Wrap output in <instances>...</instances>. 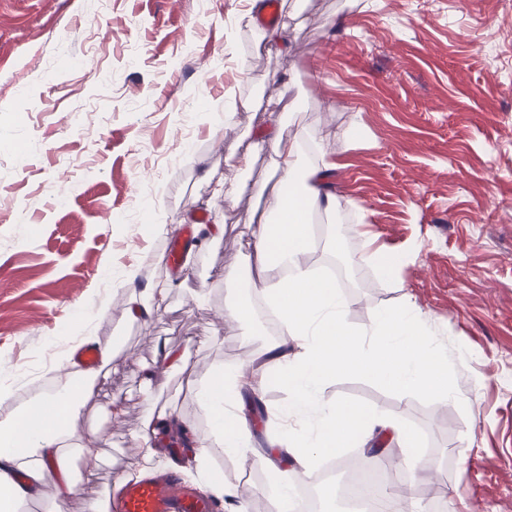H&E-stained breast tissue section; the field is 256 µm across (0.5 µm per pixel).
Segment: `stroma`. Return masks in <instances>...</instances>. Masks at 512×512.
I'll return each mask as SVG.
<instances>
[{"instance_id": "stroma-1", "label": "stroma", "mask_w": 512, "mask_h": 512, "mask_svg": "<svg viewBox=\"0 0 512 512\" xmlns=\"http://www.w3.org/2000/svg\"><path fill=\"white\" fill-rule=\"evenodd\" d=\"M284 2L283 38L267 42L243 20L248 0H0V366L30 363L54 336L116 350L74 423L101 460L89 480L75 468L66 512L136 480L145 449L130 436L150 404L207 434L197 384L237 366L244 343L269 346L264 330L245 337L216 318L226 296H252L248 222L280 177L274 111L335 161L323 181L336 209L316 212L308 261L369 274L371 289L344 290L349 328L410 298L448 354L454 395H399L339 372L321 400L400 415L443 477L447 512H512V0ZM255 55L261 66L240 71ZM230 88L244 108L217 110ZM239 181L246 191L225 204L219 185ZM199 212L223 235L167 264L157 214L176 230ZM168 273L174 287L151 298ZM133 295L147 314L129 315ZM170 350L183 371L161 370ZM266 378L245 395L260 406L251 473L208 450L226 484L252 485L223 512H278L269 413L289 394Z\"/></svg>"}]
</instances>
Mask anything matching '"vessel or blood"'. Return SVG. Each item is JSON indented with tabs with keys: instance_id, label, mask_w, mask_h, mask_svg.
Masks as SVG:
<instances>
[{
	"instance_id": "b4317fda",
	"label": "vessel or blood",
	"mask_w": 512,
	"mask_h": 512,
	"mask_svg": "<svg viewBox=\"0 0 512 512\" xmlns=\"http://www.w3.org/2000/svg\"><path fill=\"white\" fill-rule=\"evenodd\" d=\"M216 500L199 497L177 473L123 486L112 499V512H222Z\"/></svg>"
}]
</instances>
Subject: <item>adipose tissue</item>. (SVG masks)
I'll return each mask as SVG.
<instances>
[{"label": "adipose tissue", "mask_w": 512, "mask_h": 512, "mask_svg": "<svg viewBox=\"0 0 512 512\" xmlns=\"http://www.w3.org/2000/svg\"><path fill=\"white\" fill-rule=\"evenodd\" d=\"M272 124L269 147L281 173V188L249 224L253 254L248 284L262 288L281 318L269 362L287 385L290 400L287 410L278 413L283 426L270 454L287 455L291 464L290 470L279 473L280 500L286 504L295 479L336 449L377 432L390 436L399 447L411 445L406 424L396 415L348 403H321L318 392L325 379L352 370L401 395L419 392L446 399L450 393L448 357L411 301L376 313L370 343L351 336L340 289L304 260L313 241L308 216L336 208L335 200L320 189L321 172L332 162L324 155L307 158L302 136L288 132L280 117H273ZM246 369L243 363L218 368L213 379L197 388L211 421L210 434L199 441V475L217 498L231 490L223 480L211 477L208 448L218 442L227 454L237 455L246 451L253 434L241 406ZM98 376L95 370L67 374L57 391L45 395L34 410L0 415V512H15V502L32 494L49 470L57 483L46 512H65L75 491L72 457L98 455L93 443H71V421Z\"/></svg>", "instance_id": "adipose-tissue-1"}]
</instances>
